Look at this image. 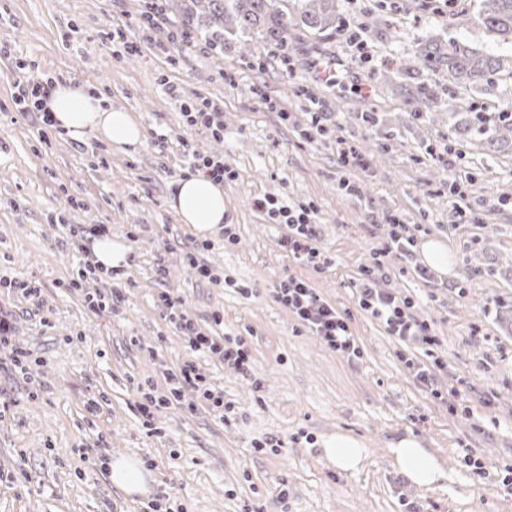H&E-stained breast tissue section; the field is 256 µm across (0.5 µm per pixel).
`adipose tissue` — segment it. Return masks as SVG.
<instances>
[{
    "label": "adipose tissue",
    "instance_id": "ef3b65f1",
    "mask_svg": "<svg viewBox=\"0 0 512 512\" xmlns=\"http://www.w3.org/2000/svg\"><path fill=\"white\" fill-rule=\"evenodd\" d=\"M49 107L69 137L84 141L95 136L123 152L137 150L143 143L141 125L129 113L106 106L101 95L72 84H58ZM170 208L181 223L201 236L212 235L224 221V189L210 179L192 175L178 180L169 198ZM393 467L412 484L429 487L447 476L440 458L425 448L423 439L405 434L388 444ZM324 459L341 471L358 473L367 456L360 439L337 432L321 442Z\"/></svg>",
    "mask_w": 512,
    "mask_h": 512
}]
</instances>
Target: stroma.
I'll use <instances>...</instances> for the list:
<instances>
[{"instance_id":"obj_1","label":"stroma","mask_w":512,"mask_h":512,"mask_svg":"<svg viewBox=\"0 0 512 512\" xmlns=\"http://www.w3.org/2000/svg\"><path fill=\"white\" fill-rule=\"evenodd\" d=\"M148 0H0V279L40 284L34 306L0 287V308L14 319V343L28 354L24 373L0 372V512H143L149 496L166 494L175 512H512L501 479L512 470V334L500 311H512V152L489 153L464 135L470 102L496 113L512 97L500 77L475 91L414 65L415 48L429 37L453 38L490 53L496 43L467 18L474 0H336L338 19L357 18L372 55L357 66L342 32L296 33L297 66L287 69L258 41L221 47L191 37L163 53L175 14L145 30ZM137 41L125 51L122 39ZM337 64L339 81L312 82L306 59ZM410 69L396 73V66ZM47 75L100 93L140 122L144 144L114 151L96 137L77 146L58 132L39 136L18 112L16 79ZM369 84V97L351 93ZM436 87L439 104L411 113L414 85ZM205 98L224 105V137L185 129L180 101ZM271 98L276 110L266 109ZM319 101L336 135L365 154L368 170L343 167L335 137L306 141L311 101ZM290 120H283V113ZM166 141H159V134ZM460 149L455 162L447 146ZM223 156L234 171L224 183L225 223L238 241L203 261L232 285L201 281L186 259L201 238L168 205L172 184L188 172L192 153ZM467 184L478 221H460L448 187ZM356 194H343L339 181ZM271 194L312 203L331 267L315 273L278 246L282 228L251 206ZM414 229L411 252L386 251L385 214ZM108 224L128 239L123 301L94 314L85 294L111 295L110 277L77 278L81 255L72 229ZM436 240L451 258L447 271L428 266L421 246ZM385 250L378 288L414 301L415 314L438 339L430 383L421 385L406 360H423L421 344L401 343L356 305L355 283L373 252ZM294 275L352 314L361 355L348 360L300 329L271 297L273 283ZM78 279V278H77ZM250 295H241L239 286ZM210 329L242 337L248 373L192 352L158 305L162 292ZM195 362L236 413L224 423L194 399L158 412L143 427L137 388L163 383L165 370ZM96 409H89V400ZM456 411H449V402ZM347 432L367 447L364 468L351 475L329 465L321 442ZM422 438L443 461L446 480L411 484L391 464L388 443L405 433ZM280 440L277 450L251 443ZM127 456L146 465L148 495L116 489L98 458ZM479 460L475 474L466 458Z\"/></svg>"}]
</instances>
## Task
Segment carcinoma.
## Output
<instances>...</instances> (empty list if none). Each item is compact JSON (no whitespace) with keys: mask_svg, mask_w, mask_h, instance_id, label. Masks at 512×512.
<instances>
[{"mask_svg":"<svg viewBox=\"0 0 512 512\" xmlns=\"http://www.w3.org/2000/svg\"><path fill=\"white\" fill-rule=\"evenodd\" d=\"M161 10L176 12L181 22L196 26L206 38L243 42L255 38L273 51L288 46L298 30L320 34L336 25V0H163ZM472 20L494 41L512 46V0H480ZM415 62L464 86H476L501 73L512 78V54L480 52L454 39L432 37L421 42ZM433 100L434 92L424 84L409 95L411 110L418 113ZM485 145L492 153L512 151V121H495Z\"/></svg>","mask_w":512,"mask_h":512,"instance_id":"cac0c4a2","label":"carcinoma"}]
</instances>
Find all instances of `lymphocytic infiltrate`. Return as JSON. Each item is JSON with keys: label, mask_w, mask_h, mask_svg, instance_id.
<instances>
[{"label": "lymphocytic infiltrate", "mask_w": 512, "mask_h": 512, "mask_svg": "<svg viewBox=\"0 0 512 512\" xmlns=\"http://www.w3.org/2000/svg\"><path fill=\"white\" fill-rule=\"evenodd\" d=\"M56 86L55 79L42 77H31L16 85L15 105L19 112L30 117L38 133L43 136L56 126V120L47 107ZM180 111L186 128L206 133L215 139L223 138V104L204 99L197 104H182ZM251 204L273 223L285 227L286 232L280 237L279 245L295 262L318 273L331 266V257L318 244L314 205L286 202L271 195L253 198ZM381 267L382 261L376 256L362 268L355 285L358 308L377 320L388 335L398 342L418 341L427 346L435 345L436 338L428 325L414 316L411 300L375 288L374 281ZM271 293L274 302L288 308L299 326L318 336L331 351L347 358L359 356L360 348L351 329L350 311L340 310L329 303L309 281L289 275L278 280ZM159 306L166 317L174 321L192 350L217 356L239 371H248L250 356L243 341L216 331L217 326L223 323L221 316H213V330L204 332L196 322L179 312L178 297L161 294ZM186 386L192 387L199 400L207 404L220 420L228 419L232 407L225 403L223 393L214 391L207 384L195 364L186 363L177 373L169 375L165 390L152 386L139 388L136 408L143 426L151 427L156 411L180 399L181 390Z\"/></svg>", "instance_id": "obj_1"}]
</instances>
